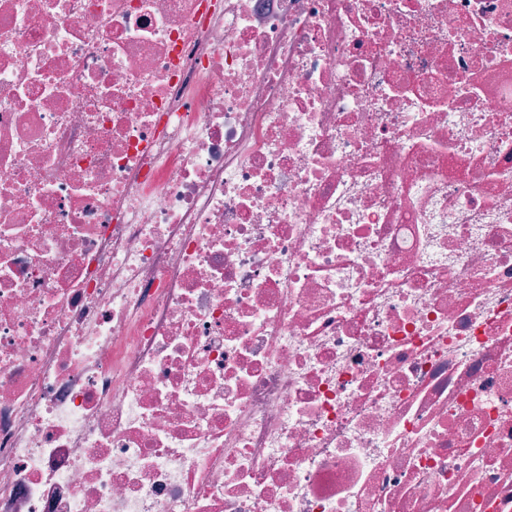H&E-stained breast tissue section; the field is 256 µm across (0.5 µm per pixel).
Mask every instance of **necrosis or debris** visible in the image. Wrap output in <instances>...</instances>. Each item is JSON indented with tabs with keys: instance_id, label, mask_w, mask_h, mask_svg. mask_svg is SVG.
I'll return each instance as SVG.
<instances>
[{
	"instance_id": "obj_1",
	"label": "necrosis or debris",
	"mask_w": 512,
	"mask_h": 512,
	"mask_svg": "<svg viewBox=\"0 0 512 512\" xmlns=\"http://www.w3.org/2000/svg\"><path fill=\"white\" fill-rule=\"evenodd\" d=\"M0 512H512V0H0Z\"/></svg>"
}]
</instances>
